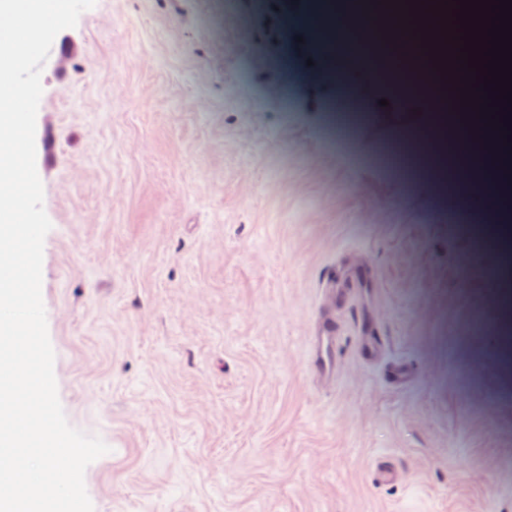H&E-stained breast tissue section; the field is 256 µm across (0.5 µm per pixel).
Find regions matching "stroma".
Returning <instances> with one entry per match:
<instances>
[{"label": "stroma", "mask_w": 512, "mask_h": 512, "mask_svg": "<svg viewBox=\"0 0 512 512\" xmlns=\"http://www.w3.org/2000/svg\"><path fill=\"white\" fill-rule=\"evenodd\" d=\"M274 9L96 0L43 66L42 299L65 416L110 447L84 475L94 512H512V363L476 229L494 200L434 192L382 135L393 107L352 108L354 83L389 95L369 61L336 77ZM350 258L385 350L364 361L361 313H340L325 386L306 345ZM380 459L400 482H372Z\"/></svg>", "instance_id": "1"}]
</instances>
